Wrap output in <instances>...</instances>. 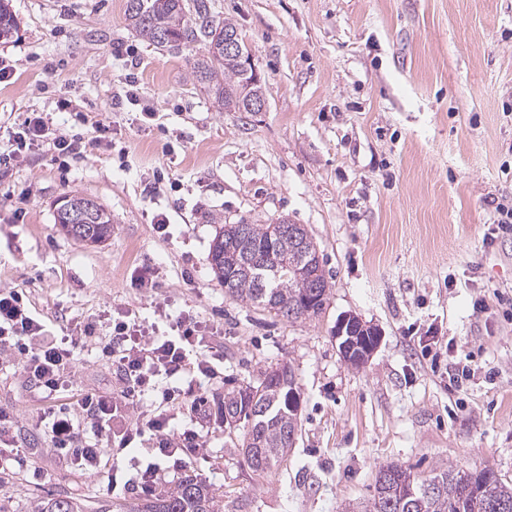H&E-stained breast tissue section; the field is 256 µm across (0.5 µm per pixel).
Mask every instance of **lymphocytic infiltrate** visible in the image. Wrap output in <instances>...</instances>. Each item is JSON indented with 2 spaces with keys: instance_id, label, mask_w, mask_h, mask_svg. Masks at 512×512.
I'll return each mask as SVG.
<instances>
[{
  "instance_id": "1",
  "label": "lymphocytic infiltrate",
  "mask_w": 512,
  "mask_h": 512,
  "mask_svg": "<svg viewBox=\"0 0 512 512\" xmlns=\"http://www.w3.org/2000/svg\"><path fill=\"white\" fill-rule=\"evenodd\" d=\"M92 127L91 137L70 136L53 131L41 113H31L13 128L10 149L0 151V170L13 169L34 149L58 159L111 142V122L97 120ZM206 333V325L183 313L175 316L167 334L160 333L156 325L135 319L113 321L112 340L102 347L101 358L115 367L121 386L112 393L90 391L82 397V407L95 420L97 430L119 423L124 426L127 439L151 434L162 456L188 451L196 435L191 431L178 432L173 427L176 392L160 387L159 382L179 375L194 386L201 378L213 377L214 368L201 352ZM15 364L20 367V376L52 393L61 388L75 367V348L51 334L32 314L22 291L1 287L0 366ZM148 389L160 390L165 409L142 416L138 413L137 398ZM43 432L53 452L91 468H98L107 454L100 444L89 443L68 408L52 412Z\"/></svg>"
}]
</instances>
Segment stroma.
Masks as SVG:
<instances>
[{
  "instance_id": "stroma-1",
  "label": "stroma",
  "mask_w": 512,
  "mask_h": 512,
  "mask_svg": "<svg viewBox=\"0 0 512 512\" xmlns=\"http://www.w3.org/2000/svg\"><path fill=\"white\" fill-rule=\"evenodd\" d=\"M232 19L266 90L260 112H227L192 77L190 51L141 40L126 0H11L18 34L0 42V147L28 113L87 133L109 118L112 146L62 161L29 155L0 177V287L26 292L56 336L91 323L75 379L55 396L0 369V406L32 459L7 462L24 490L0 489L6 512L72 496L132 512L126 483L155 460L135 441L120 470L99 474L55 455L39 428L81 395L117 387L100 358L113 316L170 328L187 312L223 327V356L203 387L182 388L179 428L204 451L181 473L224 494V512H344L370 497L394 462L414 474L455 464L512 478V236L490 239L497 203L512 205V0H206ZM137 51V69L113 53ZM134 74L153 119L124 98ZM67 99V110L58 102ZM95 199L112 234L80 242L54 225L57 199ZM165 232L152 224L158 213ZM302 224L330 284L319 316L288 321L233 300L209 265L224 224ZM152 277L150 292L136 288ZM483 301L484 312L473 304ZM357 316L382 340L346 364L336 325ZM473 374L449 381L448 361ZM292 366L298 440L271 472L253 473L218 398L261 372ZM206 399V413L185 412ZM41 479H34L33 470Z\"/></svg>"
}]
</instances>
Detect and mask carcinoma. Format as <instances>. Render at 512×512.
Here are the masks:
<instances>
[{
  "label": "carcinoma",
  "instance_id": "obj_1",
  "mask_svg": "<svg viewBox=\"0 0 512 512\" xmlns=\"http://www.w3.org/2000/svg\"><path fill=\"white\" fill-rule=\"evenodd\" d=\"M196 18L186 13L182 0H127L126 16L146 42L173 50L197 49L192 76L229 112H239L246 102L265 98L262 84L246 73L242 61L224 53V41L214 37L221 30L233 35L238 29L226 19L214 23L206 3H197ZM17 30L8 0H0V42L9 41ZM86 233L94 241L112 232V215L101 205L88 217ZM296 236L288 235L284 220L274 224H226L212 241L209 260L215 277L228 296L268 309L288 319L316 316L329 300V285L323 263L304 274L289 269L306 241L314 244L300 224ZM275 247L278 264L265 260ZM296 386L291 366L266 371L255 383L224 394V418L237 419L241 451L247 466L264 474L278 468L298 435L301 397L288 402ZM494 500L501 512H512V479L492 468L482 471V482L470 486L466 472L450 464L431 474L417 476L408 468L388 464L375 475L374 493L354 512H488ZM38 512H104L69 497L49 499ZM138 512H224V495L206 483L187 476L176 486L140 504Z\"/></svg>",
  "mask_w": 512,
  "mask_h": 512
}]
</instances>
